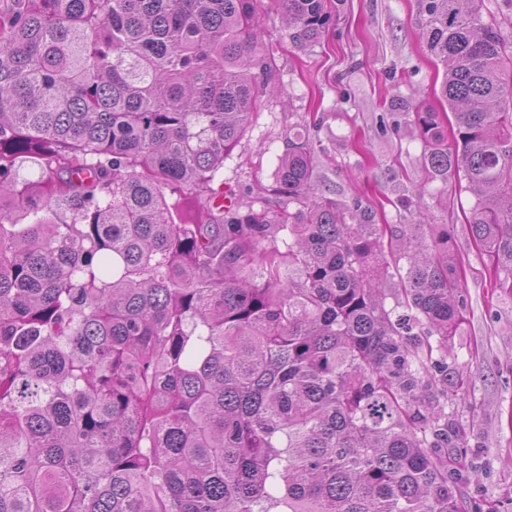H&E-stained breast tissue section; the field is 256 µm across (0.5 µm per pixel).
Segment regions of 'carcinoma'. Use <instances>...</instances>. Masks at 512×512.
Wrapping results in <instances>:
<instances>
[{
	"label": "carcinoma",
	"instance_id": "obj_1",
	"mask_svg": "<svg viewBox=\"0 0 512 512\" xmlns=\"http://www.w3.org/2000/svg\"><path fill=\"white\" fill-rule=\"evenodd\" d=\"M260 2L0 0V512H465L449 225L319 191L306 128L272 198L215 204L276 88ZM274 2L295 46L335 25ZM418 5L450 109L414 112L421 167L468 181L511 296L512 37Z\"/></svg>",
	"mask_w": 512,
	"mask_h": 512
}]
</instances>
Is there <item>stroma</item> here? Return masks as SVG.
I'll list each match as a JSON object with an SVG mask.
<instances>
[{"mask_svg":"<svg viewBox=\"0 0 512 512\" xmlns=\"http://www.w3.org/2000/svg\"><path fill=\"white\" fill-rule=\"evenodd\" d=\"M261 38L279 70V89L224 161L225 185L246 205L259 204L275 181L288 132L308 128L316 146L315 183L336 198H361L381 224L426 220L453 227L467 299L448 362L470 379L447 412L466 430L449 451L448 469L466 507L512 512V297L493 291L487 260L464 213L474 197L465 182H426L422 143L410 107L438 106L441 79L423 37L417 0H340L336 24L304 49L288 39L269 0L260 6Z\"/></svg>","mask_w":512,"mask_h":512,"instance_id":"35a3bbf8","label":"stroma"}]
</instances>
